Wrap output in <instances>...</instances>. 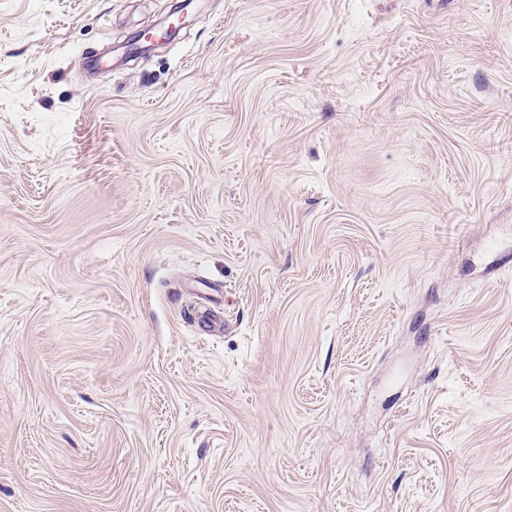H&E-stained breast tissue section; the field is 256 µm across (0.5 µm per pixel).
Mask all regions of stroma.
<instances>
[{
	"label": "stroma",
	"mask_w": 512,
	"mask_h": 512,
	"mask_svg": "<svg viewBox=\"0 0 512 512\" xmlns=\"http://www.w3.org/2000/svg\"><path fill=\"white\" fill-rule=\"evenodd\" d=\"M186 2L0 0V512H512V0Z\"/></svg>",
	"instance_id": "35a3bbf8"
}]
</instances>
